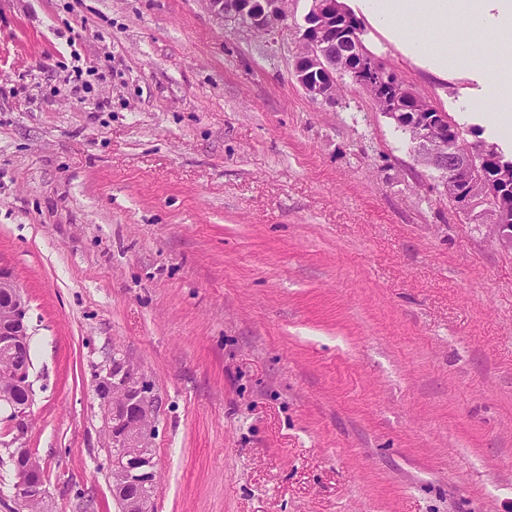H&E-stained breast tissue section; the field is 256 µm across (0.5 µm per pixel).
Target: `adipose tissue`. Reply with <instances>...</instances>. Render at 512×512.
I'll list each match as a JSON object with an SVG mask.
<instances>
[{
  "mask_svg": "<svg viewBox=\"0 0 512 512\" xmlns=\"http://www.w3.org/2000/svg\"><path fill=\"white\" fill-rule=\"evenodd\" d=\"M371 22L407 53L442 70L448 56L439 41L440 28L414 37L404 28L406 20L427 17L441 20L456 12L475 26L497 31L512 30V0H359Z\"/></svg>",
  "mask_w": 512,
  "mask_h": 512,
  "instance_id": "ef3b65f1",
  "label": "adipose tissue"
}]
</instances>
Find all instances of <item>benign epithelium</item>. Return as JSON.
I'll return each instance as SVG.
<instances>
[{
  "instance_id": "obj_1",
  "label": "benign epithelium",
  "mask_w": 512,
  "mask_h": 512,
  "mask_svg": "<svg viewBox=\"0 0 512 512\" xmlns=\"http://www.w3.org/2000/svg\"><path fill=\"white\" fill-rule=\"evenodd\" d=\"M209 10L225 22L253 33L272 35L288 21L282 0H260L242 10L225 5V0H206ZM302 24L296 26L298 41L314 50L296 54L293 75L303 91L313 99H336V63L322 44L328 32L336 29V19L347 17L340 0H307ZM359 70L366 82L376 89L383 112L412 134L417 161L439 173L440 180L454 190L458 212L468 220L490 227L494 242L512 249V225L509 211L512 198V167L503 163L489 175L486 158H473L474 149L456 146L459 160L448 164V141L445 128L448 117L442 112H408L410 90L393 81L392 72L376 60L363 62ZM31 327L28 305L11 272L0 267V361L9 365L0 375V409L9 411L8 421L24 430L32 398H19L31 392L33 364L28 357ZM96 393L111 423L106 429L109 445L119 449L112 454V494L121 512H155L156 463L152 454L156 413L160 397L143 372L123 357H112L105 374L99 376ZM16 457L24 460L18 468L15 497L19 507L36 499L43 501L46 490L40 462L19 449Z\"/></svg>"
}]
</instances>
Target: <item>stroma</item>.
Masks as SVG:
<instances>
[{
    "mask_svg": "<svg viewBox=\"0 0 512 512\" xmlns=\"http://www.w3.org/2000/svg\"><path fill=\"white\" fill-rule=\"evenodd\" d=\"M365 29L466 143L512 153L460 109L512 33L449 13L441 74ZM296 42L204 0H0V267L34 333L0 512L19 448L41 512H117L116 352L162 399L156 512H512V250L361 87L306 95Z\"/></svg>",
    "mask_w": 512,
    "mask_h": 512,
    "instance_id": "stroma-1",
    "label": "stroma"
}]
</instances>
